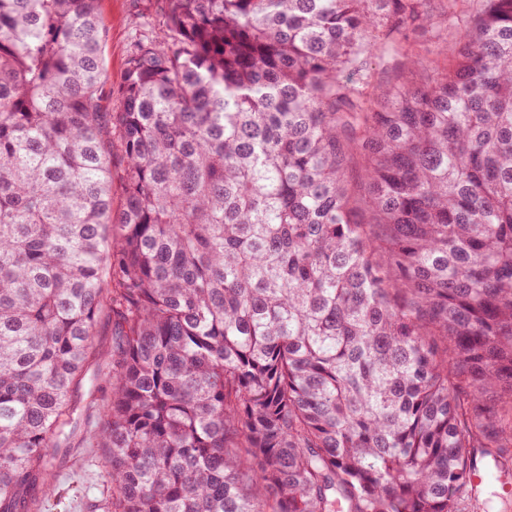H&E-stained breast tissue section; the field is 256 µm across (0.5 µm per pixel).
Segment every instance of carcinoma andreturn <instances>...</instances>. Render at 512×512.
<instances>
[{"label":"carcinoma","mask_w":512,"mask_h":512,"mask_svg":"<svg viewBox=\"0 0 512 512\" xmlns=\"http://www.w3.org/2000/svg\"><path fill=\"white\" fill-rule=\"evenodd\" d=\"M99 2L0 0V512L61 501L105 309L107 512H461L512 448V0L379 104L429 0H164L116 112ZM372 68L374 74L369 92L375 101H380L384 90L400 79L402 75V69L394 68L391 66V64L389 65L379 58L373 59ZM365 163L359 156H355L350 167V180L354 186L355 194L353 195V206H355L358 214L364 220L370 219V210L368 203L365 201L363 192L358 188L364 175ZM356 185L358 187H356Z\"/></svg>","instance_id":"1"}]
</instances>
